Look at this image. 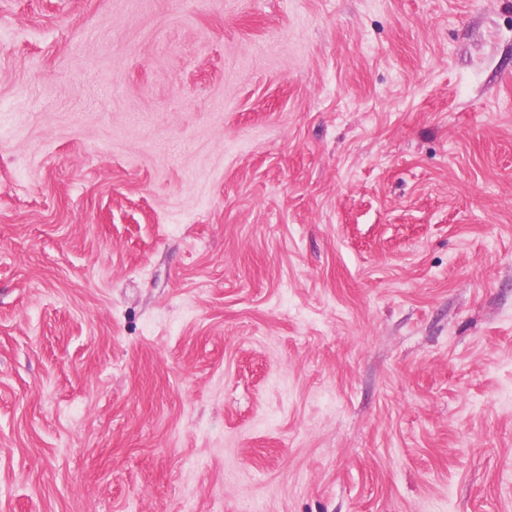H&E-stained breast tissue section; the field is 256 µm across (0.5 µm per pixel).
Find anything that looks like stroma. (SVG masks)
<instances>
[{
    "mask_svg": "<svg viewBox=\"0 0 512 512\" xmlns=\"http://www.w3.org/2000/svg\"><path fill=\"white\" fill-rule=\"evenodd\" d=\"M0 512H512V0H0Z\"/></svg>",
    "mask_w": 512,
    "mask_h": 512,
    "instance_id": "obj_1",
    "label": "stroma"
}]
</instances>
